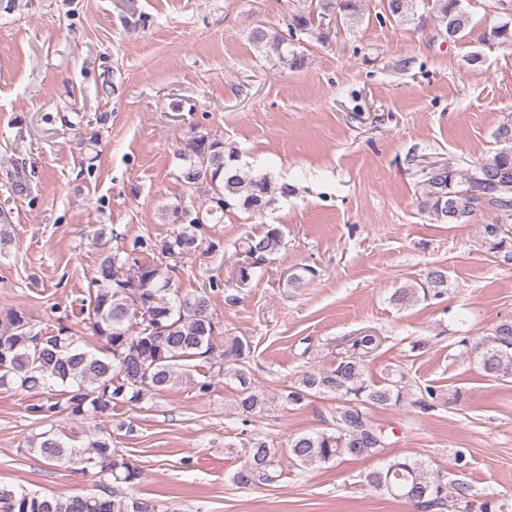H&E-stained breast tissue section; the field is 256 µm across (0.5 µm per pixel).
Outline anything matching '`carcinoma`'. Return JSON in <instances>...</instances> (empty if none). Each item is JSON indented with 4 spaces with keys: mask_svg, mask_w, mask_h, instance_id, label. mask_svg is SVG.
<instances>
[{
    "mask_svg": "<svg viewBox=\"0 0 512 512\" xmlns=\"http://www.w3.org/2000/svg\"><path fill=\"white\" fill-rule=\"evenodd\" d=\"M416 0H380V22H412ZM462 0H434L435 29L450 41L464 37L469 16ZM365 0H318L317 8L335 10L343 20L362 18ZM311 25L310 14L301 10L288 18L283 34L270 36L257 27L252 41L277 52ZM495 139L503 144L472 173L444 167L430 177L425 207L444 224H465L478 213H491L482 225V243L500 262L512 265V122L501 124ZM183 161L177 179L188 189L206 193L202 206L178 204L172 216L180 227L159 242L141 241L142 249L156 254L150 262L127 253L107 254L98 263L89 312L91 335L102 347L81 343L70 328L45 332L23 309L0 311V385L17 383L43 398L28 410L44 419L60 415L72 418L100 417L119 404L137 403L146 395L160 393L191 377V362L199 360L231 380L236 405L247 415L264 408V394L252 381L249 362L252 343L246 337L230 336L219 349L221 335L207 289L185 297L172 296L174 278L183 260L194 256L203 239L198 231L205 224H219L226 213L243 211L252 217L271 208L276 196L295 192L284 182L273 185L265 174L244 172L238 166L239 152L224 138L194 132L178 152ZM286 248L280 228L270 226L260 235L243 238L245 260L238 266L240 281L251 279L256 269ZM448 288L447 269L430 270L421 284H408L392 295L403 306L419 297L440 298ZM483 371L492 377L512 376V320L496 324L479 347ZM336 401L331 428L303 433L288 439L295 464L316 467L345 457L365 459L379 455L386 443L382 430L371 420L376 408L399 405L408 391L401 381L385 378L376 384L366 378L361 357L340 358L330 369L306 372L282 394L286 406H300L313 395ZM247 461L233 474V482L248 489L280 480L274 445L261 436L247 440ZM30 452L47 463L63 462L96 471L106 481L98 493L67 498L28 493L0 483V512H157L153 504L127 497L118 490L134 485L142 471L121 451L112 447V437L101 435L78 447L71 438L52 429L34 434L27 441ZM375 488L416 506L432 508L447 503L456 512H505L494 497L477 501L463 484L430 477L410 458H395L366 475Z\"/></svg>",
    "mask_w": 512,
    "mask_h": 512,
    "instance_id": "cac0c4a2",
    "label": "carcinoma"
}]
</instances>
